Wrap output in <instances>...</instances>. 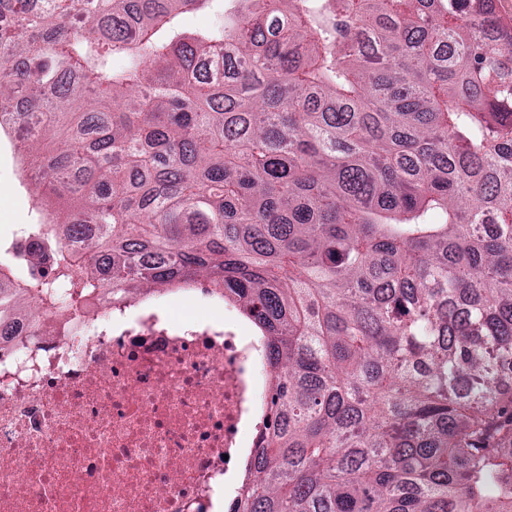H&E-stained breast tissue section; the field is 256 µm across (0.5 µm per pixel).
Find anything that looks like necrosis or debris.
<instances>
[{
  "mask_svg": "<svg viewBox=\"0 0 512 512\" xmlns=\"http://www.w3.org/2000/svg\"><path fill=\"white\" fill-rule=\"evenodd\" d=\"M0 338V512H213L258 446L268 349L193 289Z\"/></svg>",
  "mask_w": 512,
  "mask_h": 512,
  "instance_id": "1",
  "label": "necrosis or debris"
}]
</instances>
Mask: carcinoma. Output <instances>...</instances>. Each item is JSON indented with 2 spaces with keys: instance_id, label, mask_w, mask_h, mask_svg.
I'll list each match as a JSON object with an SVG mask.
<instances>
[{
  "instance_id": "cac0c4a2",
  "label": "carcinoma",
  "mask_w": 512,
  "mask_h": 512,
  "mask_svg": "<svg viewBox=\"0 0 512 512\" xmlns=\"http://www.w3.org/2000/svg\"><path fill=\"white\" fill-rule=\"evenodd\" d=\"M211 2L0 0V131L40 172L0 299L235 303L270 419L231 512H512V22L229 0L183 31Z\"/></svg>"
}]
</instances>
